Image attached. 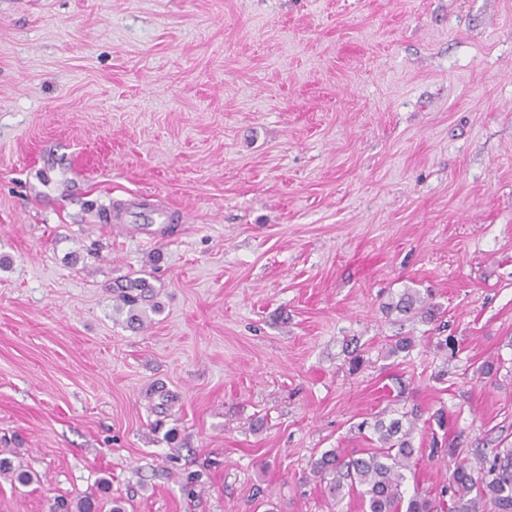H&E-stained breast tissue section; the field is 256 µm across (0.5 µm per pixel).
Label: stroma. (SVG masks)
Returning <instances> with one entry per match:
<instances>
[{
	"label": "stroma",
	"mask_w": 512,
	"mask_h": 512,
	"mask_svg": "<svg viewBox=\"0 0 512 512\" xmlns=\"http://www.w3.org/2000/svg\"><path fill=\"white\" fill-rule=\"evenodd\" d=\"M1 256L0 512H362L411 410L435 496L512 448V0H0ZM126 284L117 285L118 295L115 311L118 314L126 313V322L131 326L143 327L148 319V310L155 312V305L151 302V286L146 278L136 277L125 280ZM393 308L399 312L420 314L421 317L431 316L430 307L421 298L416 290L406 289L400 296L399 300L393 304ZM404 413L403 419L386 423L377 420L372 429L374 448L366 457L344 458L337 450L324 452L311 464L312 474L326 483L329 496L339 503L345 495L358 493L365 512H402L405 471L416 465L414 439L418 415ZM360 488V489H359ZM347 490V493H345Z\"/></svg>",
	"instance_id": "35a3bbf8"
}]
</instances>
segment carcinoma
<instances>
[{
    "instance_id": "obj_1",
    "label": "carcinoma",
    "mask_w": 512,
    "mask_h": 512,
    "mask_svg": "<svg viewBox=\"0 0 512 512\" xmlns=\"http://www.w3.org/2000/svg\"><path fill=\"white\" fill-rule=\"evenodd\" d=\"M115 311L126 314V322L142 327L151 304L150 285L144 277L117 285ZM399 312L430 315V307L420 294L406 289L393 305ZM417 413H406L388 422L379 419L373 425L374 448L365 457L344 458L335 450L324 452L311 464L312 474L325 483L329 496L340 502L345 496L360 495L364 512H438L436 501L422 495L404 498L402 486L405 472L416 465L414 439ZM449 497V512H512V448L498 449L473 467L468 460L456 462L452 483L441 489V497ZM50 512H97L92 497L73 504L57 502Z\"/></svg>"
}]
</instances>
